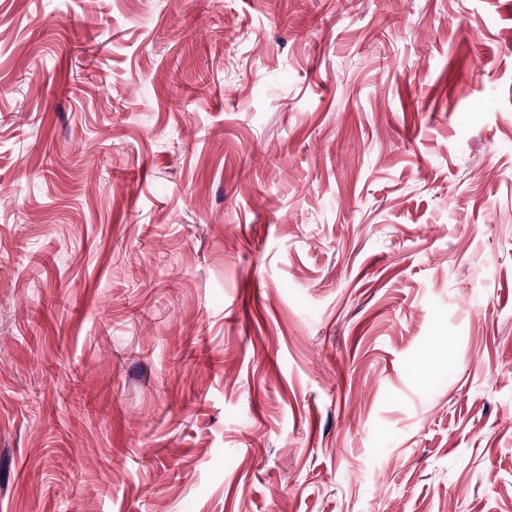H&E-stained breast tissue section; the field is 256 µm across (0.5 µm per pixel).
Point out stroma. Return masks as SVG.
<instances>
[{
  "label": "stroma",
  "mask_w": 512,
  "mask_h": 512,
  "mask_svg": "<svg viewBox=\"0 0 512 512\" xmlns=\"http://www.w3.org/2000/svg\"><path fill=\"white\" fill-rule=\"evenodd\" d=\"M0 512H512V0H0Z\"/></svg>",
  "instance_id": "obj_1"
}]
</instances>
